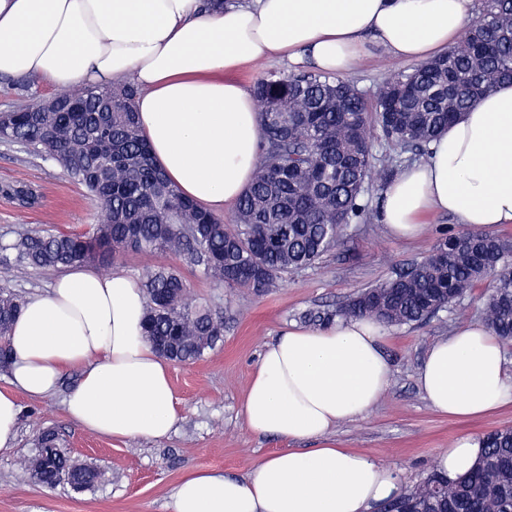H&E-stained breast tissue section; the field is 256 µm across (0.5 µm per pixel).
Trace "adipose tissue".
Returning a JSON list of instances; mask_svg holds the SVG:
<instances>
[{
	"instance_id": "1",
	"label": "adipose tissue",
	"mask_w": 512,
	"mask_h": 512,
	"mask_svg": "<svg viewBox=\"0 0 512 512\" xmlns=\"http://www.w3.org/2000/svg\"><path fill=\"white\" fill-rule=\"evenodd\" d=\"M474 0H0V76H33L59 88L129 82L157 166L184 196L217 213L251 183L260 117L230 72L273 58L344 76L372 48L425 61L463 36ZM445 212L467 227L512 224V83L498 85L449 127L425 161L383 192L379 221L416 237L424 216ZM139 281L74 265L30 298L16 319L10 385L0 390V451L12 449L20 396L53 393L80 369L68 416L112 439L165 438L177 418L168 360L144 335ZM383 324L351 318L292 325L264 349L242 413L258 434L317 448L260 461L245 477L188 473L171 512H370L400 487L394 470L329 443L342 422L368 412L387 389ZM430 407L454 419L512 404L503 344L466 322L427 351L417 376ZM483 452L464 435L436 457L453 480Z\"/></svg>"
}]
</instances>
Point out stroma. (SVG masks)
I'll return each mask as SVG.
<instances>
[{
  "label": "stroma",
  "instance_id": "stroma-1",
  "mask_svg": "<svg viewBox=\"0 0 512 512\" xmlns=\"http://www.w3.org/2000/svg\"><path fill=\"white\" fill-rule=\"evenodd\" d=\"M399 66V60L377 49L359 62L350 79L372 95ZM59 93V88L33 77L25 81L0 77V112ZM18 182L35 187L41 203L24 209L0 192V245L27 232H84L97 220V201L62 168L20 145L0 143V189ZM381 192L379 179H372L365 194L370 218L350 225L336 249L314 266L263 294L217 284L202 267L177 255L118 256L113 271L137 278L160 266L179 269L191 302L223 316L224 344L203 360L172 364L178 421L162 440H112L72 421L64 401L80 378L76 369L65 374L52 395L21 397L15 446L0 452V512H170L171 495L190 471L207 468L243 477L264 458L293 448V441L253 433L240 414L265 346L288 326L300 324L305 310L345 303L420 261L443 231L458 226L454 217L432 213L425 217L418 239H396L377 218ZM482 306V291L477 288L465 297L460 311L439 312L419 325L389 327L385 336L391 364L388 388L367 413L338 425L331 440L392 468L406 490L432 473L437 454L452 447L460 436L512 427V404L482 418L455 420L435 412L416 384L429 346L449 336L462 321L480 320ZM47 430L59 434L77 463L101 471L92 489L77 492L66 484L46 488L17 482L19 462L36 454V439Z\"/></svg>",
  "mask_w": 512,
  "mask_h": 512
}]
</instances>
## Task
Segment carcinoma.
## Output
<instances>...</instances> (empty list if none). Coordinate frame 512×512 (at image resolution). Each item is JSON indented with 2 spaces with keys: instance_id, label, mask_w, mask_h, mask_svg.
Returning a JSON list of instances; mask_svg holds the SVG:
<instances>
[{
  "instance_id": "carcinoma-1",
  "label": "carcinoma",
  "mask_w": 512,
  "mask_h": 512,
  "mask_svg": "<svg viewBox=\"0 0 512 512\" xmlns=\"http://www.w3.org/2000/svg\"><path fill=\"white\" fill-rule=\"evenodd\" d=\"M512 81V0H475L462 40L437 58L392 71L370 98L345 77L313 71L270 73L254 86L262 136L255 177L231 223L183 195L155 164L128 84L81 88L57 96L78 112H39L28 105L0 120V142L18 144L58 164L100 205L86 233L21 234L0 246V277L18 265L62 269L107 267L120 253L168 251L203 267L227 288L260 294L315 264L338 246L351 224L368 218L366 183L375 168L373 129L418 156L480 98ZM112 111L105 112L106 105ZM23 208L40 201L29 184L0 189ZM485 288L484 323L512 342V238L459 227L406 271L332 308H311L304 323L319 326L373 317L386 326L418 324ZM146 336L176 363L195 362L224 342V318L193 305L173 268L143 280ZM24 301L0 288V360L12 361L8 336ZM484 453L469 474L448 482L434 472L388 506V512H512V427L481 434ZM39 451L23 477L43 486L49 473L76 491L99 473L80 466L57 434L36 440Z\"/></svg>"
}]
</instances>
